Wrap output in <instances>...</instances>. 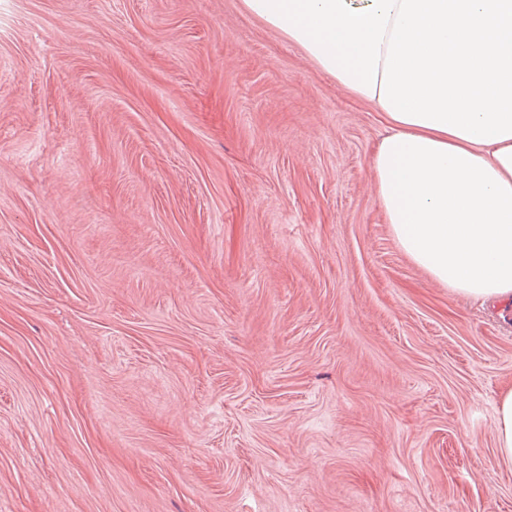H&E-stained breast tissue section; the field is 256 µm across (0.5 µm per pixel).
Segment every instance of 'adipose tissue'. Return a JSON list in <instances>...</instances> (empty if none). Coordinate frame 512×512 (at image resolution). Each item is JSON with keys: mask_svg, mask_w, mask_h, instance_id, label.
<instances>
[{"mask_svg": "<svg viewBox=\"0 0 512 512\" xmlns=\"http://www.w3.org/2000/svg\"><path fill=\"white\" fill-rule=\"evenodd\" d=\"M383 112L370 172L401 250L512 303V0H243Z\"/></svg>", "mask_w": 512, "mask_h": 512, "instance_id": "ef3b65f1", "label": "adipose tissue"}]
</instances>
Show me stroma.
Returning a JSON list of instances; mask_svg holds the SVG:
<instances>
[{
  "label": "stroma",
  "instance_id": "35a3bbf8",
  "mask_svg": "<svg viewBox=\"0 0 512 512\" xmlns=\"http://www.w3.org/2000/svg\"><path fill=\"white\" fill-rule=\"evenodd\" d=\"M387 128L242 0H0V512H512Z\"/></svg>",
  "mask_w": 512,
  "mask_h": 512
}]
</instances>
